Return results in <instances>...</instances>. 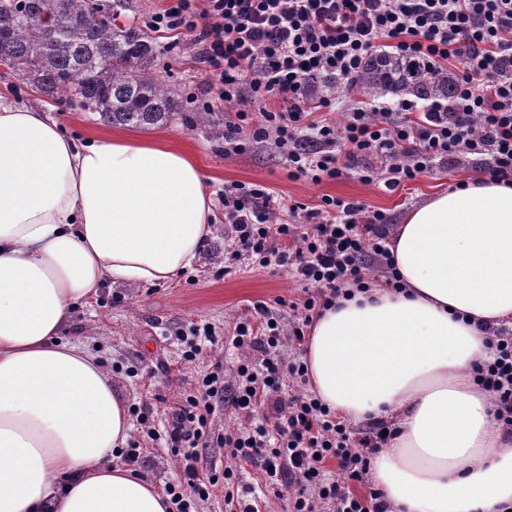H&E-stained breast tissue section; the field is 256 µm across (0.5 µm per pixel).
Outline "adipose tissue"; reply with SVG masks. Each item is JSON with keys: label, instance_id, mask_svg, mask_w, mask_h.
I'll list each match as a JSON object with an SVG mask.
<instances>
[{"label": "adipose tissue", "instance_id": "obj_1", "mask_svg": "<svg viewBox=\"0 0 512 512\" xmlns=\"http://www.w3.org/2000/svg\"><path fill=\"white\" fill-rule=\"evenodd\" d=\"M213 222L202 170L169 138L79 140L0 96V512H170L115 462L132 425L110 371L62 334L106 280L191 267ZM390 250L403 292H356L314 321L310 389L349 422L394 421L370 472L394 512H506L512 439L474 369L487 329L512 326V186L433 197Z\"/></svg>", "mask_w": 512, "mask_h": 512}]
</instances>
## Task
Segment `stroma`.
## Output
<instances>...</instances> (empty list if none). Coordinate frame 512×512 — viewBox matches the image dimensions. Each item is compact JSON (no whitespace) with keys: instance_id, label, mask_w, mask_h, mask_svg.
Returning a JSON list of instances; mask_svg holds the SVG:
<instances>
[{"instance_id":"35a3bbf8","label":"stroma","mask_w":512,"mask_h":512,"mask_svg":"<svg viewBox=\"0 0 512 512\" xmlns=\"http://www.w3.org/2000/svg\"><path fill=\"white\" fill-rule=\"evenodd\" d=\"M155 46L157 70L171 88L179 110L166 125L138 126L134 132L144 139L169 135L199 164L211 193H220L231 183H257L310 210L320 208L323 197L328 195L359 201L368 210L383 212L397 221L407 210L473 175L467 166L436 170L390 191L380 183H362L348 171L318 184L289 179L280 150L272 146L225 157L224 104L214 106L207 123L190 120L191 106L186 103L185 94L203 81L192 51L167 48L162 38L156 39ZM4 90L19 105L51 112L71 135L84 138L112 130L98 113L85 111L78 101L46 99L0 67V92ZM214 213V234L192 268L155 286L106 283L96 296L75 306L63 335L64 340L83 343L96 352L112 370V385L129 406L149 404L150 414L132 417V437L141 448L140 471L161 487L175 477L180 465V456L166 437L165 414L195 391L198 380L211 371L215 362H222L231 371L242 359L240 351L220 344L215 350L204 351L196 361H185L182 335L188 334L190 328L203 326L212 328L217 335H230L236 322L247 315L249 305L263 301L274 308L281 322L285 336L282 355L290 358L297 354L289 338L294 313L285 303L305 299V282L295 275L247 262L232 273H225L224 249L229 245V236L222 222L223 206L215 205Z\"/></svg>"}]
</instances>
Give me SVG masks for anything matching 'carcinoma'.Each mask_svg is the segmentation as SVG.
Segmentation results:
<instances>
[{
    "label": "carcinoma",
    "mask_w": 512,
    "mask_h": 512,
    "mask_svg": "<svg viewBox=\"0 0 512 512\" xmlns=\"http://www.w3.org/2000/svg\"><path fill=\"white\" fill-rule=\"evenodd\" d=\"M55 12L54 42L36 20ZM157 49L136 26H118L98 0H0V66L7 67L52 100H77L113 125L156 126L169 121L178 103L154 77ZM363 85L373 96L413 94L451 98V74L434 75L415 65L381 59L363 68Z\"/></svg>",
    "instance_id": "obj_1"
}]
</instances>
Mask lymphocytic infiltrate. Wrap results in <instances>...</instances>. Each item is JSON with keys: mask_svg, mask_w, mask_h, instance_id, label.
Wrapping results in <instances>:
<instances>
[{"mask_svg": "<svg viewBox=\"0 0 512 512\" xmlns=\"http://www.w3.org/2000/svg\"><path fill=\"white\" fill-rule=\"evenodd\" d=\"M193 51L204 89L187 100L208 112L221 100L233 112L224 124V153L258 145L280 149L292 179L314 183L349 170L388 190L447 164L477 162L484 176L512 182V0H171L143 19ZM417 64L440 74L462 70L450 102L362 97L360 75L372 57ZM348 105L341 123L323 118L337 95ZM233 240L224 269L244 261L293 272L310 286L291 340L352 289H401L388 248V216L355 200L326 197L303 212L264 185L234 183L221 195ZM237 323L234 348L259 352L232 376L207 372L197 392L172 414L168 438L181 449V470L166 492L177 512L223 485L227 502L238 488L233 470L200 474L198 447L214 443L259 467L264 484L288 494L289 512H391L373 488V456L386 445L387 422L355 428L317 397L287 394L285 377L305 379L304 361L283 362L277 322L266 302ZM492 361L476 382L494 399L495 420L512 434V329H490ZM231 404L245 427L214 432L217 404ZM335 461L338 478L322 465ZM366 487L358 495L352 485Z\"/></svg>", "mask_w": 512, "mask_h": 512, "instance_id": "1", "label": "lymphocytic infiltrate"}]
</instances>
